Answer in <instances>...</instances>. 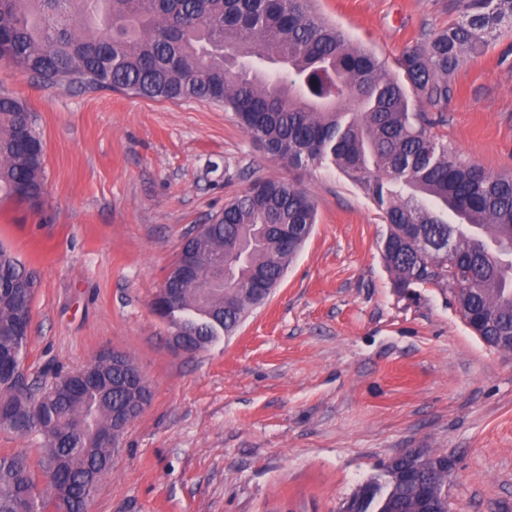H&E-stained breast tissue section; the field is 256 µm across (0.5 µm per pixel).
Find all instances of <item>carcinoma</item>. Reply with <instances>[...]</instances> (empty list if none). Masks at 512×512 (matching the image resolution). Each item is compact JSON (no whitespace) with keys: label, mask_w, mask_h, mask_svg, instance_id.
<instances>
[{"label":"carcinoma","mask_w":512,"mask_h":512,"mask_svg":"<svg viewBox=\"0 0 512 512\" xmlns=\"http://www.w3.org/2000/svg\"><path fill=\"white\" fill-rule=\"evenodd\" d=\"M461 21L398 59L403 79L328 24L311 0H0V61L44 83L109 87L162 100L224 104L273 160L334 165L382 211V256L395 287H461L459 309L484 341L512 351V177L466 163L433 129L464 57L512 28V0H457ZM44 189V148L31 112L0 94V202ZM450 213L454 223L444 215ZM313 198L259 180L224 204L177 253L157 292L173 335L194 349L224 335L267 299L315 224ZM193 266L195 280L176 275ZM34 272L0 248V429L37 434V461L0 452V512H84L112 465L115 412L148 403L134 361L103 353L44 385L20 374ZM448 509V473L394 459V474L350 512Z\"/></svg>","instance_id":"1"}]
</instances>
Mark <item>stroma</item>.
<instances>
[{
	"mask_svg": "<svg viewBox=\"0 0 512 512\" xmlns=\"http://www.w3.org/2000/svg\"><path fill=\"white\" fill-rule=\"evenodd\" d=\"M397 72L459 19L454 0H316ZM44 144L39 207L0 203V246L38 277L25 369L130 355L151 399L87 512H344L406 450L457 461L449 512H512V356L476 336L444 285L395 288L387 225L335 167L269 158L223 104L43 84L0 65ZM436 132L512 175V30L463 60ZM257 179L290 180L317 222L231 337L176 350L151 308L181 241Z\"/></svg>",
	"mask_w": 512,
	"mask_h": 512,
	"instance_id": "stroma-1",
	"label": "stroma"
}]
</instances>
